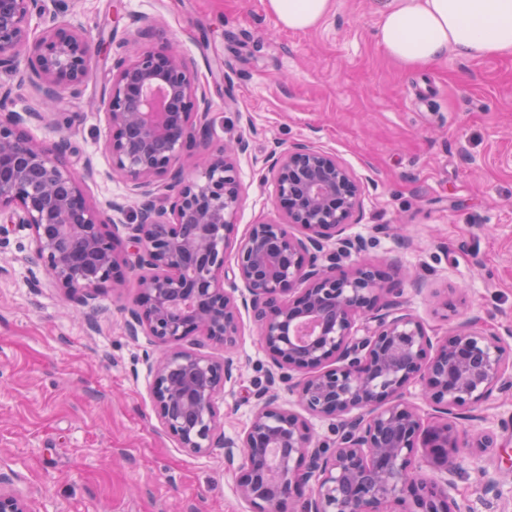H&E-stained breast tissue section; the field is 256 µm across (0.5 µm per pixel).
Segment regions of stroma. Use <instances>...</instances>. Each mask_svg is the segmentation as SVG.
<instances>
[{
    "label": "stroma",
    "mask_w": 512,
    "mask_h": 512,
    "mask_svg": "<svg viewBox=\"0 0 512 512\" xmlns=\"http://www.w3.org/2000/svg\"><path fill=\"white\" fill-rule=\"evenodd\" d=\"M331 3L318 26L292 32L264 0H59L56 18L88 37L94 73L28 133L68 138L91 205L122 200L135 212L104 150L99 99L126 38L149 31L148 45L176 50L206 88L209 144L248 145L236 157L242 199L228 254L276 215L266 158L306 142L359 182L362 210L346 232L366 241L368 263L399 265L404 306L433 339L457 322L442 303L461 299L512 346V57L451 52L408 72L375 39L386 0ZM29 255L28 231L0 239V473L33 492L35 512H254L223 449L186 454L158 420L149 363L164 348L125 330L135 279L99 294L92 314L36 280ZM230 354L239 376L216 406L234 437L275 366L246 314ZM470 426L497 445L461 448L451 496L460 512H512V480L481 489L482 470L512 473V389L493 390Z\"/></svg>",
    "instance_id": "1"
}]
</instances>
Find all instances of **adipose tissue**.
I'll list each match as a JSON object with an SVG mask.
<instances>
[{
  "instance_id": "obj_1",
  "label": "adipose tissue",
  "mask_w": 512,
  "mask_h": 512,
  "mask_svg": "<svg viewBox=\"0 0 512 512\" xmlns=\"http://www.w3.org/2000/svg\"><path fill=\"white\" fill-rule=\"evenodd\" d=\"M330 0H265L267 12L289 31L316 27ZM376 40L384 54L408 70L448 51L485 59L512 55V0H390Z\"/></svg>"
}]
</instances>
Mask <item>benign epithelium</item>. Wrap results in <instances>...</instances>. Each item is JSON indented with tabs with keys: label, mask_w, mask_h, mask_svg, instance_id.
<instances>
[{
	"label": "benign epithelium",
	"mask_w": 512,
	"mask_h": 512,
	"mask_svg": "<svg viewBox=\"0 0 512 512\" xmlns=\"http://www.w3.org/2000/svg\"><path fill=\"white\" fill-rule=\"evenodd\" d=\"M50 2L0 0V69L43 86L40 109L25 112L6 110L9 90L0 92V236L11 226L29 231L34 264L83 307L138 274L129 335L174 345L151 365L156 416L191 454L223 446L240 497L257 512H283L308 484L300 512H394V505L399 512H453L458 411L478 410L506 382L512 348L475 317L435 342L404 308L394 276L368 263L336 273V261L364 251L361 238L346 234L362 191L336 155L307 143L272 154L278 218L250 226L236 248L235 282L225 287L240 204L231 155L245 143L207 149L205 89L172 51L141 46L145 31L116 61L101 104L104 148L112 172L137 199L138 219L125 223L119 203L92 206L83 177L65 162L67 140L46 143L27 132L64 96L79 95L92 74L88 39L56 22ZM34 15L51 19L37 36L28 25ZM199 146V170L186 175L183 155ZM107 224L122 229L127 256L116 252ZM296 227L304 233L296 235ZM239 282L244 292L237 296ZM242 307L275 365L301 373L288 385L297 405L339 422L333 450L314 442L306 419L268 388L254 393L256 410L243 434L220 436L216 399L236 380L237 366L202 348L206 341L236 347ZM413 383L442 423L424 427L407 397ZM419 443L446 479L418 474ZM0 512H33L29 495L2 474Z\"/></svg>",
	"instance_id": "benign-epithelium-1"
}]
</instances>
